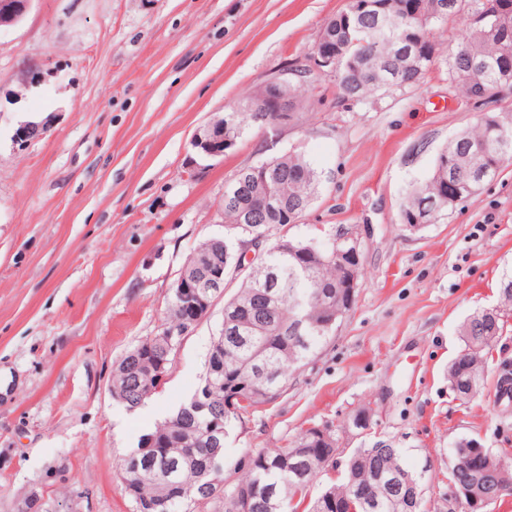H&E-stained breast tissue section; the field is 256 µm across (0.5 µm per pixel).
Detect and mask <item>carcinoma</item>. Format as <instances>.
<instances>
[{
	"instance_id": "obj_1",
	"label": "carcinoma",
	"mask_w": 512,
	"mask_h": 512,
	"mask_svg": "<svg viewBox=\"0 0 512 512\" xmlns=\"http://www.w3.org/2000/svg\"><path fill=\"white\" fill-rule=\"evenodd\" d=\"M364 0H347L345 7L323 28L326 35L344 43V27L356 29L357 44L346 53L336 70L343 99L359 101L392 86L416 85L427 72L432 57L426 55L431 28L448 20V11L427 18L412 15L416 0H378L394 14L399 32L420 36V41L387 46L378 41L376 15L361 10ZM458 48L449 63V79L459 93L479 100L487 109L480 122L461 130L438 153L430 175L413 185L401 205V222L410 220L418 204L439 195L448 182L473 184L472 174L482 167L502 169L512 161V108L500 106L512 87V18L496 21L487 16L484 0H474L467 23L457 33ZM313 72L303 70L290 84V97L306 100ZM216 115L224 133L238 140L257 124L244 108L233 123ZM273 182L266 193L244 187L235 177L224 183V192L237 194V205L224 207V223L249 242L266 229V220L281 223L282 214L270 210L266 196L278 198L277 206L303 217L318 192L319 175L299 152H285L267 160ZM250 208L256 223H239V213ZM345 233L328 238L311 234L303 238L282 236L267 245L245 272L229 245L208 238L196 248V258L185 265L204 262L224 268V284L236 288L224 299V318L214 336L201 382L200 393L212 387L209 409L201 411L189 398L165 420L142 433L137 447L119 468L125 493L131 501L148 498L160 502L156 512H346L344 496L352 486L368 483L375 488L364 496L357 512H423L424 497L408 499L387 489L393 475L404 472L425 487V470L412 471L403 462L404 449L381 446L356 448L345 457L336 453L340 434H362L369 428L366 409L348 415L324 436L315 425L276 448H262L237 463L241 472L232 484L224 482L225 442L234 420L242 411L256 410L288 392L299 371L315 358L352 308L347 274V255L336 258ZM173 287L169 309L157 334L182 326L185 308ZM512 316V279L500 283L498 308L476 311L459 326L462 347L448 365V387L458 399L479 393L487 369L486 354L506 331ZM180 339L159 343L148 336L129 350L113 367L112 397L130 411L143 406L167 383L173 355ZM247 394L248 404L230 406L232 392ZM473 440L462 438L451 455L462 464L460 480L480 486L501 500L512 495V466L494 457V473L485 471L472 454ZM342 465L337 481L310 489L327 468ZM297 502H292L295 494Z\"/></svg>"
}]
</instances>
